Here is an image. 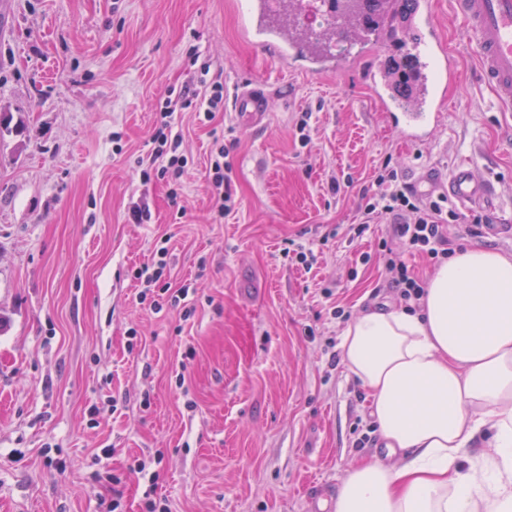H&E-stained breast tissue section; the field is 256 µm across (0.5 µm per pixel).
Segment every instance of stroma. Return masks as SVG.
I'll use <instances>...</instances> for the list:
<instances>
[{
	"label": "stroma",
	"mask_w": 512,
	"mask_h": 512,
	"mask_svg": "<svg viewBox=\"0 0 512 512\" xmlns=\"http://www.w3.org/2000/svg\"><path fill=\"white\" fill-rule=\"evenodd\" d=\"M239 2L0 0V512H146L150 486L169 512H331L350 465L386 456L341 335L399 303L377 254L390 225L354 243L336 228L358 223L386 159L408 183L471 160L512 218V114L478 82L448 0L435 19L459 79L418 146L358 78L399 48L368 43L309 76L244 40ZM204 66L228 99L266 81L269 119L243 127L224 111L208 127L182 113L173 199L137 161L158 101ZM217 133L241 202L219 223L205 178ZM142 199L151 219L130 223ZM293 242L313 249L312 269L286 255ZM162 247L167 282L197 290L191 314L158 289L161 311L139 299L136 272Z\"/></svg>",
	"instance_id": "1"
}]
</instances>
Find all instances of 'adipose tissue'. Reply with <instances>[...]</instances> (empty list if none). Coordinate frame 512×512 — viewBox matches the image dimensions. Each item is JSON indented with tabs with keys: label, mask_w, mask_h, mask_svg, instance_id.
I'll use <instances>...</instances> for the list:
<instances>
[{
	"label": "adipose tissue",
	"mask_w": 512,
	"mask_h": 512,
	"mask_svg": "<svg viewBox=\"0 0 512 512\" xmlns=\"http://www.w3.org/2000/svg\"><path fill=\"white\" fill-rule=\"evenodd\" d=\"M339 348L389 458L354 462L333 512H512V257L455 252L419 312L364 311ZM483 431L494 452L471 455Z\"/></svg>",
	"instance_id": "obj_1"
}]
</instances>
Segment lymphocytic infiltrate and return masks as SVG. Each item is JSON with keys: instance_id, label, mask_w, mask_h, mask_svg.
<instances>
[{"instance_id": "f902f5d3", "label": "lymphocytic infiltrate", "mask_w": 512, "mask_h": 512, "mask_svg": "<svg viewBox=\"0 0 512 512\" xmlns=\"http://www.w3.org/2000/svg\"><path fill=\"white\" fill-rule=\"evenodd\" d=\"M224 109V82L221 77L200 76L197 87H183L178 93L160 100L156 110L159 121L150 137L152 150L144 168L143 180L157 179L179 184L188 160L180 153L183 137L175 129L177 113H195L199 122L211 124ZM206 180L215 204L217 218L235 212L239 200L233 188L234 166L231 149L223 139H215ZM361 220L348 225L345 234L355 240L364 237L371 225L391 224V240L379 243V253L389 274V286L395 289L407 308H415L424 293L423 282L414 276L404 260L405 254H420L432 259L447 256L448 227L452 224H478V215H466L449 208L443 195L417 194L389 164H382L373 187L361 195Z\"/></svg>"}]
</instances>
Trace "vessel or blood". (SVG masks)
Returning <instances> with one entry per match:
<instances>
[{"label": "vessel or blood", "mask_w": 512, "mask_h": 512, "mask_svg": "<svg viewBox=\"0 0 512 512\" xmlns=\"http://www.w3.org/2000/svg\"><path fill=\"white\" fill-rule=\"evenodd\" d=\"M434 4L435 0H414L412 4L410 22L421 38L410 52L428 68L415 107H402L378 71L365 76L366 87L388 125L413 145L425 144L440 125L448 90L458 79L435 22ZM242 6L244 33L266 54L313 75L334 69L335 38L313 26L308 0H243ZM448 8L477 49L482 84L491 90L500 111L512 112V0H448ZM231 108L239 125L262 123L268 111L264 86H243L233 96ZM416 186L423 193L444 194L466 210L484 204L496 192L495 186L467 163L457 164L446 176L424 170L417 176Z\"/></svg>", "instance_id": "b4317fda"}]
</instances>
